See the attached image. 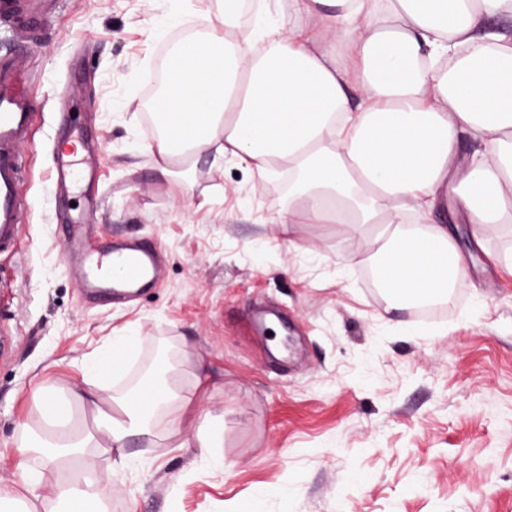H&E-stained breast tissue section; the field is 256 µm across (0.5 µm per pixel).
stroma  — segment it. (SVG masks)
I'll return each instance as SVG.
<instances>
[{"instance_id": "35a3bbf8", "label": "stroma", "mask_w": 512, "mask_h": 512, "mask_svg": "<svg viewBox=\"0 0 512 512\" xmlns=\"http://www.w3.org/2000/svg\"><path fill=\"white\" fill-rule=\"evenodd\" d=\"M215 0H58L40 38L0 24V58L18 54L34 81V141L19 182L31 203L18 246L0 252V497L21 498L20 426L44 395L83 387L85 366L113 336L134 342L115 396L155 344L184 392L199 370L207 418L223 425L213 468L199 449L157 437L97 450L112 483L107 512H512V273L488 254L512 238L487 235L453 211L469 255L459 302L418 321L381 303L365 277L370 233L348 224H278L287 179L268 182L231 157L201 162L190 179H161L139 100L166 44L214 23ZM77 116L98 161L67 209L87 211L101 246L148 239L161 279L144 295L89 303L63 247L67 210L51 195V145L62 113ZM272 311L292 342L273 356L259 322ZM134 467L120 468V455Z\"/></svg>"}]
</instances>
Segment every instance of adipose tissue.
I'll use <instances>...</instances> for the list:
<instances>
[{
	"mask_svg": "<svg viewBox=\"0 0 512 512\" xmlns=\"http://www.w3.org/2000/svg\"><path fill=\"white\" fill-rule=\"evenodd\" d=\"M218 2L216 25L167 55L149 146L162 177L227 155L267 181L287 169L281 223L374 229L369 260L397 304L446 299L466 277L453 232L434 221L442 209L512 234V37L493 24L512 0H288L254 38L234 34L242 0ZM131 343L115 337L79 391L42 398L21 425L18 456L40 458L22 482L35 493L53 470L59 512H105L112 485L86 450L124 447L133 430L153 438L148 414L164 412L183 448L220 435L183 437L191 400L172 382L107 394L99 378L120 372ZM79 408L95 412L94 429L77 430Z\"/></svg>",
	"mask_w": 512,
	"mask_h": 512,
	"instance_id": "adipose-tissue-1",
	"label": "adipose tissue"
}]
</instances>
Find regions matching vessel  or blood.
<instances>
[{
  "instance_id": "obj_1",
  "label": "vessel or blood",
  "mask_w": 512,
  "mask_h": 512,
  "mask_svg": "<svg viewBox=\"0 0 512 512\" xmlns=\"http://www.w3.org/2000/svg\"><path fill=\"white\" fill-rule=\"evenodd\" d=\"M45 6L44 0H0V18L25 12L37 18ZM33 101L22 91L14 64H0V251L14 249L22 230V218L28 202L18 193V178L23 166L22 149L32 140ZM55 185L74 181L78 166L93 170L94 158L89 157L86 138L80 127L70 126L52 147ZM66 251L80 252L84 264L80 270L85 290L103 293L108 284L133 287L144 281L155 262V249L147 242L126 249L93 247L84 236L80 221L65 226Z\"/></svg>"
}]
</instances>
